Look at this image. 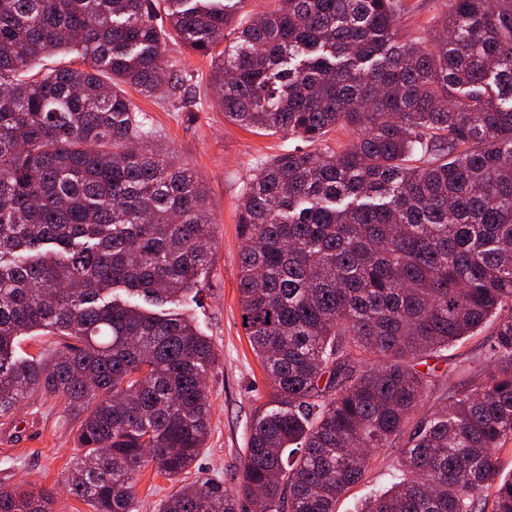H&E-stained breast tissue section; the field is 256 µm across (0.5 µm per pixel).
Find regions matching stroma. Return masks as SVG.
<instances>
[{
	"instance_id": "1",
	"label": "stroma",
	"mask_w": 512,
	"mask_h": 512,
	"mask_svg": "<svg viewBox=\"0 0 512 512\" xmlns=\"http://www.w3.org/2000/svg\"><path fill=\"white\" fill-rule=\"evenodd\" d=\"M440 3L401 0L403 34L412 38L427 35L439 19ZM167 47L171 58L180 60L185 68L184 96L147 100L133 91L129 97L157 132L160 144L207 186L213 257L202 288L182 309L211 340L217 361L205 379L210 404L206 447L179 482L148 465L136 488L137 512H159L168 495L199 474L222 480L228 493L239 489L254 411L269 400L272 386L241 325L238 264L244 239L237 224L238 207L261 164L300 145L299 140L288 136L257 134L225 120L208 91V59L191 53L176 40ZM492 332V325H485L477 336L436 360L432 392L419 416L449 403L462 378L461 365L466 358L479 355ZM77 426L64 398L38 393L30 396L14 417L0 422V487L50 490L53 512H93L63 480L80 453L74 439ZM397 459V448L375 450L368 471L338 501L336 512H357L361 501L389 486L396 475Z\"/></svg>"
}]
</instances>
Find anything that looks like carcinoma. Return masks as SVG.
Listing matches in <instances>:
<instances>
[{
    "label": "carcinoma",
    "mask_w": 512,
    "mask_h": 512,
    "mask_svg": "<svg viewBox=\"0 0 512 512\" xmlns=\"http://www.w3.org/2000/svg\"><path fill=\"white\" fill-rule=\"evenodd\" d=\"M0 0V417L61 396L82 449L66 477L94 512H134L146 462L171 480L208 436L211 342L176 311L211 260L207 190L155 145L121 86L177 98V37L209 58L224 117L312 149L268 160L239 206L241 323L273 382L240 494L251 512H336L371 450L401 478L359 512H512V0H448L433 36L397 0ZM232 41L217 53L227 37ZM74 53L86 67L32 73ZM337 126L354 144H321ZM483 375L410 424L418 366L489 320ZM61 337L23 358L19 337ZM53 497L0 488V512ZM206 475L160 512H241Z\"/></svg>",
    "instance_id": "carcinoma-1"
}]
</instances>
